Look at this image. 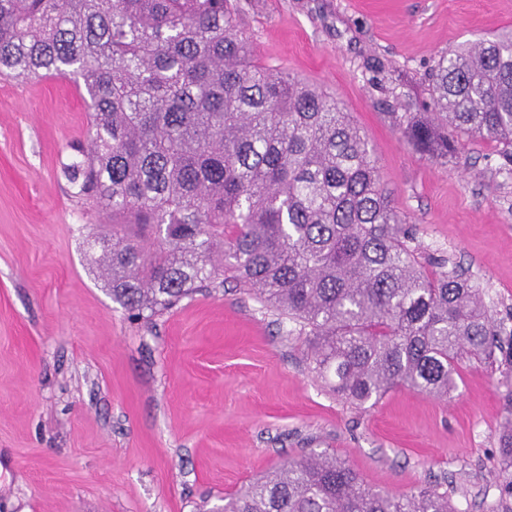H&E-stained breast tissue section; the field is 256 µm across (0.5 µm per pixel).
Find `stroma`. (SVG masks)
Returning a JSON list of instances; mask_svg holds the SVG:
<instances>
[{
	"label": "stroma",
	"instance_id": "stroma-1",
	"mask_svg": "<svg viewBox=\"0 0 512 512\" xmlns=\"http://www.w3.org/2000/svg\"><path fill=\"white\" fill-rule=\"evenodd\" d=\"M256 53L333 94L375 149L422 262L464 269L512 317V171L493 141L434 161L388 117L428 104L438 54L512 31V0H239ZM89 114L72 83L0 80V512H209L327 451L376 490L435 483L458 512H505L497 435L512 378L462 359L451 397L366 410L311 370L285 316L233 279L130 317L87 245L104 216L63 174Z\"/></svg>",
	"mask_w": 512,
	"mask_h": 512
}]
</instances>
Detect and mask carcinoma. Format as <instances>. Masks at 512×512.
Returning <instances> with one entry per match:
<instances>
[{
  "mask_svg": "<svg viewBox=\"0 0 512 512\" xmlns=\"http://www.w3.org/2000/svg\"><path fill=\"white\" fill-rule=\"evenodd\" d=\"M73 82L89 150L66 167L112 220L94 240L112 299L156 313L231 273L288 316L310 367L362 408L404 388L446 399L467 355L512 373V331L480 287L419 259L369 140L335 97L255 54L235 0H0V70ZM432 112L393 126L431 158L480 137L512 167V34L428 74ZM498 436L512 469V389ZM224 512H455L439 484L376 491L335 454L291 459Z\"/></svg>",
  "mask_w": 512,
  "mask_h": 512,
  "instance_id": "cac0c4a2",
  "label": "carcinoma"
}]
</instances>
